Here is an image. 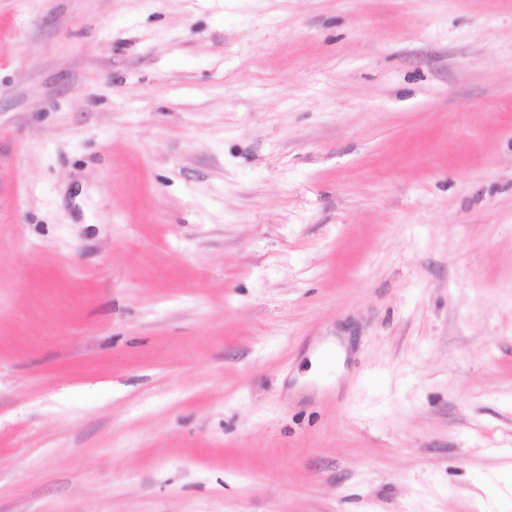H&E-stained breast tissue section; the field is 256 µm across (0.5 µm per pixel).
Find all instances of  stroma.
I'll return each mask as SVG.
<instances>
[{"label": "stroma", "mask_w": 512, "mask_h": 512, "mask_svg": "<svg viewBox=\"0 0 512 512\" xmlns=\"http://www.w3.org/2000/svg\"><path fill=\"white\" fill-rule=\"evenodd\" d=\"M0 512H512V0H0Z\"/></svg>", "instance_id": "1"}]
</instances>
